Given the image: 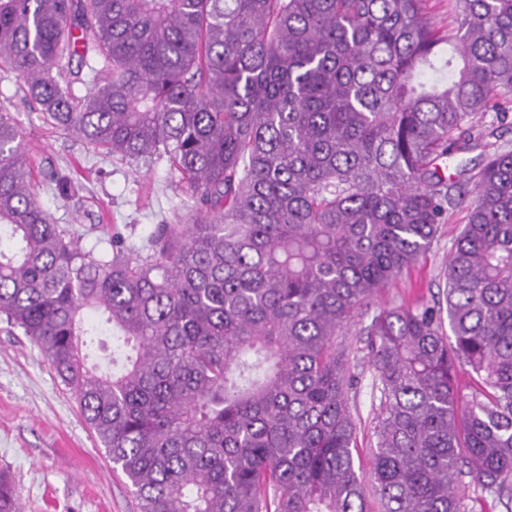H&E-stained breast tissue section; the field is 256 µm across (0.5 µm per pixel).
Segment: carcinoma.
I'll return each mask as SVG.
<instances>
[{
    "mask_svg": "<svg viewBox=\"0 0 512 512\" xmlns=\"http://www.w3.org/2000/svg\"><path fill=\"white\" fill-rule=\"evenodd\" d=\"M427 2L0 0V73L88 144L167 159L195 199L140 248L115 227L87 249L38 203L0 113V319L41 348L140 512H365L336 337L464 202L444 300L360 331L372 488L383 512H473L466 484L512 501V150L495 143L512 0H450L446 26ZM66 54L90 75L57 71ZM89 311L110 370L83 353Z\"/></svg>",
    "mask_w": 512,
    "mask_h": 512,
    "instance_id": "carcinoma-1",
    "label": "carcinoma"
}]
</instances>
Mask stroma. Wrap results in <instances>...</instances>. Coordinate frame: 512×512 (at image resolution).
<instances>
[{
  "label": "stroma",
  "mask_w": 512,
  "mask_h": 512,
  "mask_svg": "<svg viewBox=\"0 0 512 512\" xmlns=\"http://www.w3.org/2000/svg\"><path fill=\"white\" fill-rule=\"evenodd\" d=\"M19 128L37 199L54 223L76 230L83 246L120 229L142 245L154 225L185 224L192 201L166 161L135 167L112 160L77 136L53 127L29 102L15 74L0 73V113ZM69 174L74 198L53 191V173ZM465 206L449 211L430 251L357 310L350 332L338 341L354 350L356 381L348 405L358 427L356 463L370 481L375 447L372 419L378 399L372 389L365 342L359 331L381 311L431 305ZM0 475L12 484L18 512H137L124 474L114 469L105 448L91 433L77 404L40 348L0 322Z\"/></svg>",
  "instance_id": "stroma-1"
}]
</instances>
